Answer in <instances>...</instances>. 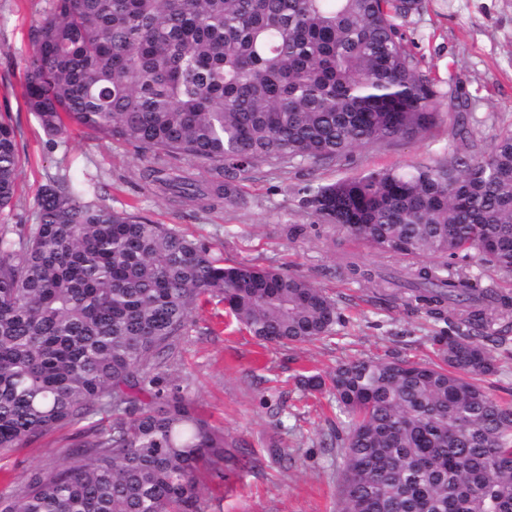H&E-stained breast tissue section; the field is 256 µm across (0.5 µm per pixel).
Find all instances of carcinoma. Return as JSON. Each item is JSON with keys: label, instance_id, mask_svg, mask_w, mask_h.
Instances as JSON below:
<instances>
[{"label": "carcinoma", "instance_id": "carcinoma-1", "mask_svg": "<svg viewBox=\"0 0 512 512\" xmlns=\"http://www.w3.org/2000/svg\"><path fill=\"white\" fill-rule=\"evenodd\" d=\"M419 0H52L25 68L44 133L116 139L151 155L142 177L174 196L241 202L262 165H334L413 140L437 120L430 79L398 20ZM17 132L0 118V210L13 204ZM50 179L37 222L0 226V451L91 422L58 467L0 493V512H204L198 473L221 474L224 431L163 389L193 308L222 296L257 339L329 335L336 303L305 277L224 263L201 240L84 201ZM303 207L378 253L413 260L408 300L453 332L436 360L357 358L303 375L348 418L338 512H512V406L478 338L512 296L467 267L512 274V130L432 164L303 189Z\"/></svg>", "mask_w": 512, "mask_h": 512}]
</instances>
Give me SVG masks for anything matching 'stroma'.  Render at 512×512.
Returning <instances> with one entry per match:
<instances>
[{
  "instance_id": "35a3bbf8",
  "label": "stroma",
  "mask_w": 512,
  "mask_h": 512,
  "mask_svg": "<svg viewBox=\"0 0 512 512\" xmlns=\"http://www.w3.org/2000/svg\"><path fill=\"white\" fill-rule=\"evenodd\" d=\"M50 8L51 0H0V114L15 126L22 157L17 197L0 212V225L18 231L33 224L49 179L84 171L98 179L93 200L201 239L227 261L276 267L321 288L335 301L339 322L328 337L288 346L259 341L221 297H203L176 344L166 382L223 428L235 455L254 460L248 469L232 464L224 477L204 479L205 512H336V434L345 418L327 391L303 390L298 376L360 357L434 360L431 338L441 326L389 284L405 258L378 254L314 223L300 205L302 189L439 161L470 142L485 150L512 129V0H422L402 21L407 45L433 83L439 116L430 132L357 149L331 166H261L240 182L237 206L186 203L148 185L138 172L149 155L132 145L78 132L53 140L43 132L25 104L24 73L33 29ZM458 112L466 118L465 142L449 134ZM292 224L305 227L293 240ZM350 254L385 277L382 288L365 287L350 274ZM75 433L59 427L0 454V492L20 493L31 472L60 464ZM274 448L281 457L271 456Z\"/></svg>"
}]
</instances>
